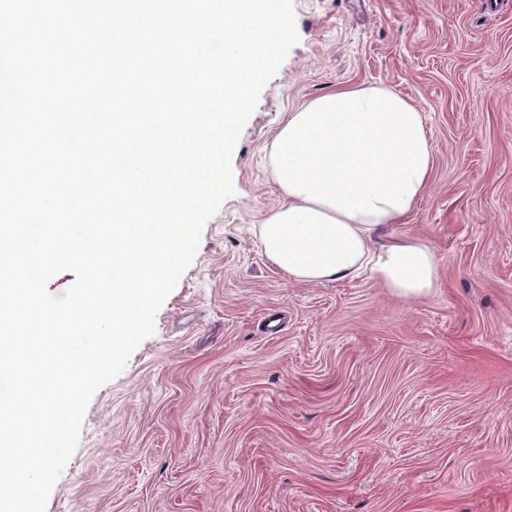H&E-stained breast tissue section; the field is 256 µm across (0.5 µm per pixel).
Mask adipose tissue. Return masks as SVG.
<instances>
[{
	"label": "adipose tissue",
	"instance_id": "1",
	"mask_svg": "<svg viewBox=\"0 0 512 512\" xmlns=\"http://www.w3.org/2000/svg\"><path fill=\"white\" fill-rule=\"evenodd\" d=\"M433 164L424 116L400 92L353 86L302 104L275 138L283 201L259 227L264 255L297 282L362 278L426 297L438 281L434 250L379 233L413 211Z\"/></svg>",
	"mask_w": 512,
	"mask_h": 512
}]
</instances>
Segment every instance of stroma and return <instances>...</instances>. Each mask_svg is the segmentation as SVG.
I'll use <instances>...</instances> for the list:
<instances>
[{
    "label": "stroma",
    "mask_w": 512,
    "mask_h": 512,
    "mask_svg": "<svg viewBox=\"0 0 512 512\" xmlns=\"http://www.w3.org/2000/svg\"><path fill=\"white\" fill-rule=\"evenodd\" d=\"M293 8L234 192L89 402L46 512H512V0ZM360 84L425 116L430 185L383 231L440 257L423 299L297 283L260 247L288 112Z\"/></svg>",
    "instance_id": "obj_1"
}]
</instances>
